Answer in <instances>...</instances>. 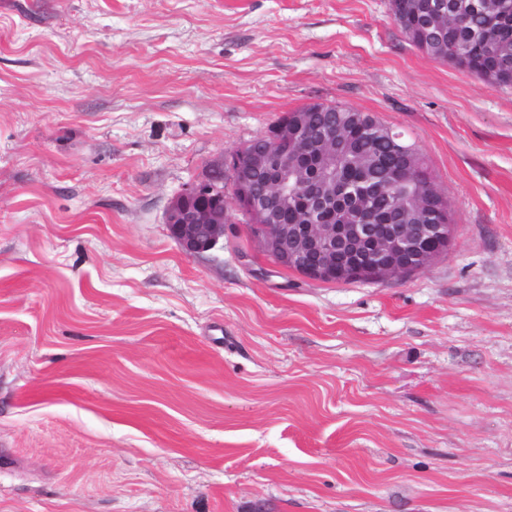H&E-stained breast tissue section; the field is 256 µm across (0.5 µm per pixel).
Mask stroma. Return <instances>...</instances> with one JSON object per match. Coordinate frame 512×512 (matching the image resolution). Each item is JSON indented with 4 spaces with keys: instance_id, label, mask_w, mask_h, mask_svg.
Masks as SVG:
<instances>
[{
    "instance_id": "1",
    "label": "stroma",
    "mask_w": 512,
    "mask_h": 512,
    "mask_svg": "<svg viewBox=\"0 0 512 512\" xmlns=\"http://www.w3.org/2000/svg\"><path fill=\"white\" fill-rule=\"evenodd\" d=\"M312 103L423 154L447 252L277 266L228 199L166 214ZM0 512H512V86L389 0H0ZM212 169L207 181L186 188L168 209L169 233L190 254L209 251L224 237L227 203L224 189L216 185L218 175L224 174V160Z\"/></svg>"
}]
</instances>
